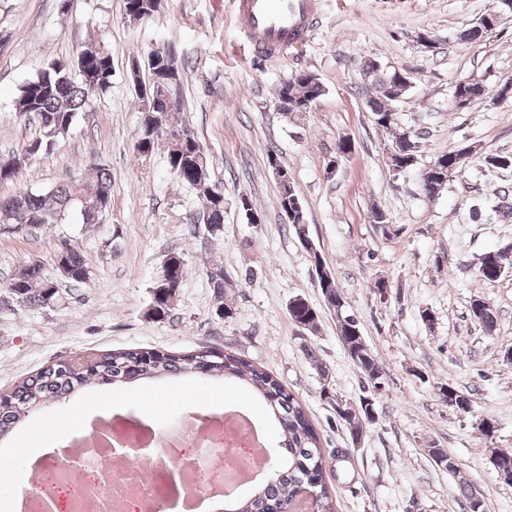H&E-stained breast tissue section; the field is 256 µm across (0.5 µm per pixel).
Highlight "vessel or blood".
Returning <instances> with one entry per match:
<instances>
[{
    "instance_id": "1",
    "label": "vessel or blood",
    "mask_w": 512,
    "mask_h": 512,
    "mask_svg": "<svg viewBox=\"0 0 512 512\" xmlns=\"http://www.w3.org/2000/svg\"><path fill=\"white\" fill-rule=\"evenodd\" d=\"M244 35L256 53L288 50L306 41L317 27L314 0H239Z\"/></svg>"
}]
</instances>
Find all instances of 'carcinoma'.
Instances as JSON below:
<instances>
[{
	"mask_svg": "<svg viewBox=\"0 0 512 512\" xmlns=\"http://www.w3.org/2000/svg\"><path fill=\"white\" fill-rule=\"evenodd\" d=\"M160 8L156 0H125V13L133 20L152 16ZM490 33L491 29L484 24L473 25L462 31L460 39L469 43L480 42ZM77 58H84L94 66L92 79L88 80L81 74L75 76L72 67L52 61L21 85L16 111L22 115H36L39 136L28 141L19 152L0 157V181L15 178L31 161L50 153L55 144L70 132L78 114L87 111L98 95L112 87V54L104 42L81 50ZM187 66V61L179 58L170 47L144 54L135 53L132 55L133 86L140 85L154 93L156 86L163 83L167 93L179 99L182 71ZM364 67L366 74L372 77L373 92L367 104L373 122L383 129H392L396 125L389 120L393 105L407 96L409 88L398 82L395 71L382 67L373 59L367 60ZM322 94V85L312 73L305 74L304 79L294 85L277 87L281 111L294 120L299 119L301 102H313ZM486 94V86L479 78L458 82L452 92V96L462 98L467 106ZM139 100L143 119L137 133L136 149L149 155L158 141L164 142L167 163L173 175L192 188L203 201L199 211L202 223L208 225L209 233L220 234L224 230V193L211 182V161L197 134L185 122L182 113L167 111L158 96L149 99L141 96ZM419 152L420 134L408 138L400 133L395 137L387 160L391 168L406 171L417 164ZM472 154L473 147L464 146L437 157L429 171L426 194L432 197L439 193L448 183L449 169H454L456 174L461 172ZM484 160L492 169L512 168V153L488 154ZM278 188V208L283 212L294 208L300 198L292 181L281 182ZM25 196L26 213L17 220L20 233L49 225L71 213L86 223L93 215L91 204L112 199V172L99 167L90 181L72 180L47 191L27 192ZM54 259L62 260L68 267V281L85 283L90 278L82 252L70 240H60ZM506 260L505 251L493 250L482 254L478 259L476 278L482 282L498 280V273L506 269ZM164 268L166 278L156 280L153 286L152 312L156 315L170 311L185 277L184 262L175 252L168 254ZM207 276L219 299L234 287L220 263L211 264ZM10 288L23 304L41 307L56 300L58 283L45 272L42 263L31 261L18 268ZM321 292L328 306L334 309L342 306L344 299L336 280L326 282ZM288 310L296 325L309 332L317 329L318 312L309 304L298 301L289 304ZM472 311L486 332L493 331L495 315L489 305L476 301L472 304ZM336 317L338 336L362 380L368 386L382 384V367L365 344L360 324L348 321L347 315L339 311ZM203 353V349L178 355L162 352L147 361L145 350L132 349L59 362L23 380L9 394L0 397V437L16 429L25 413L88 383L128 385L168 374L238 379L265 403L278 425L276 439L267 446V450L276 457V464L248 496L229 499L225 512H276L278 509L282 512L314 478L319 479V485L314 488L316 512H335L332 485L324 479L326 456L321 451L322 442L298 398L273 373L256 368L231 353H219L207 373L203 374L198 371L196 363V358ZM344 410L345 414L338 415L344 424L358 430L370 425L369 408L364 406V402L355 407L346 406Z\"/></svg>",
	"mask_w": 512,
	"mask_h": 512,
	"instance_id": "cac0c4a2",
	"label": "carcinoma"
}]
</instances>
